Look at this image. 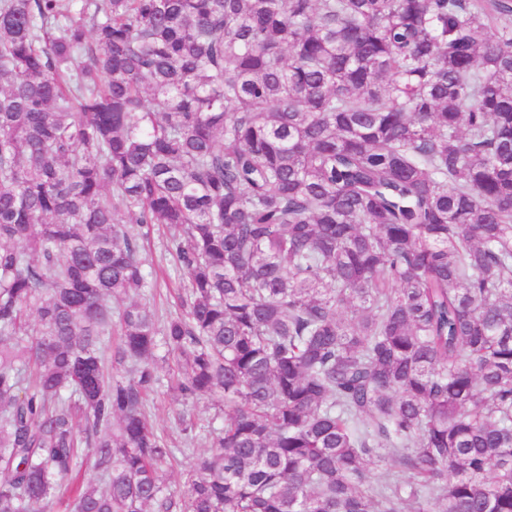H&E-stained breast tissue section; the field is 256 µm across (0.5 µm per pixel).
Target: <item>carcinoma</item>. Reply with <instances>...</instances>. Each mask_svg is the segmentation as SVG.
I'll return each instance as SVG.
<instances>
[{"label": "carcinoma", "instance_id": "cac0c4a2", "mask_svg": "<svg viewBox=\"0 0 512 512\" xmlns=\"http://www.w3.org/2000/svg\"><path fill=\"white\" fill-rule=\"evenodd\" d=\"M65 495L512 512V0H0V512ZM164 244L165 238L158 233L142 242L143 254L153 261L157 270L156 284L152 282L154 287L146 288L145 294L160 314L175 311L174 293L183 277L181 268L166 255ZM157 372L159 381L155 391L149 397L148 414L153 425L163 430L171 439L172 448H180L175 449V462L167 471L169 484L173 489H178L183 484L186 471L207 448L204 447L206 441L202 437L192 444L186 443L177 418L186 413L194 417L198 424L207 425L219 413L222 400L219 396H204L186 407L182 398L169 390L167 366L161 361H159ZM182 448L190 449L183 451Z\"/></svg>", "mask_w": 512, "mask_h": 512}]
</instances>
